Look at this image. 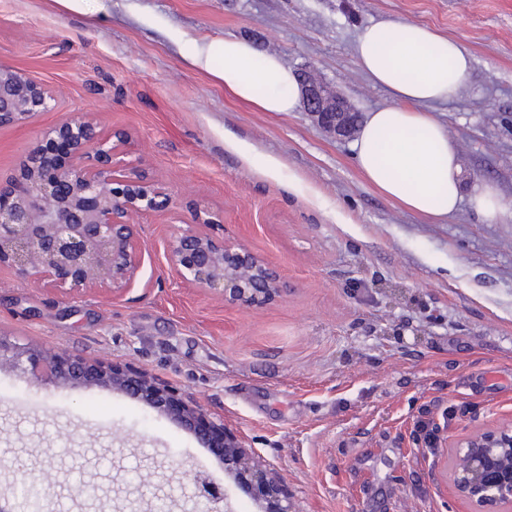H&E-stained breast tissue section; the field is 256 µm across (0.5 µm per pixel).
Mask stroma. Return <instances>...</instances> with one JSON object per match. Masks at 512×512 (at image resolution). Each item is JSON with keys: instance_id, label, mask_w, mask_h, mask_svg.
Wrapping results in <instances>:
<instances>
[{"instance_id": "obj_1", "label": "stroma", "mask_w": 512, "mask_h": 512, "mask_svg": "<svg viewBox=\"0 0 512 512\" xmlns=\"http://www.w3.org/2000/svg\"><path fill=\"white\" fill-rule=\"evenodd\" d=\"M406 20L459 39L467 86L429 112L456 139L464 185L512 203V0H0V63L46 89L48 111L0 126V182L43 132L88 113L121 159L165 186L137 216L139 270L120 294L71 298L0 266V333L75 358L129 366L200 402L277 474L292 512H472L452 484L457 443L512 425V219L462 206L440 224L370 186L352 143L304 110L260 112L190 68L194 41L238 37L311 65L363 113L389 104L360 70L365 27ZM279 162L275 173L262 162ZM223 216L209 234L269 263L284 290L259 306L181 282L167 259L193 207ZM428 416L437 448L415 423ZM73 452H65V444ZM107 491L57 512H112L125 485L164 463L179 507L188 472L232 478L169 416L113 389L46 390L0 370V449Z\"/></svg>"}]
</instances>
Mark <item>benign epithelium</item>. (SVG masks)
I'll use <instances>...</instances> for the list:
<instances>
[{
	"label": "benign epithelium",
	"mask_w": 512,
	"mask_h": 512,
	"mask_svg": "<svg viewBox=\"0 0 512 512\" xmlns=\"http://www.w3.org/2000/svg\"><path fill=\"white\" fill-rule=\"evenodd\" d=\"M304 111L328 135H355L361 113L312 66L298 72ZM51 96L20 72L0 64V125L21 123L45 109ZM165 189L125 169L116 145L101 138L86 112H73L43 133L40 144L7 184L0 183V265L20 277L49 284L71 296L109 283L118 293L139 268L134 217L157 209ZM168 258L180 279L224 299L255 305L281 294L277 272L244 246L186 229L174 235ZM29 373L47 387L60 384L107 387L141 399L176 420L211 448L223 449L225 470L249 481L261 512H291L281 481L254 462L224 424L201 404L133 369H120L30 348L0 336V368ZM457 455L468 467L453 470L456 491L476 512H502L512 505V426L462 441ZM40 509L66 478L42 472ZM208 512L229 504L228 490L205 470L190 479Z\"/></svg>",
	"instance_id": "1"
}]
</instances>
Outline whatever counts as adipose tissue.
Segmentation results:
<instances>
[{
  "instance_id": "obj_1",
  "label": "adipose tissue",
  "mask_w": 512,
  "mask_h": 512,
  "mask_svg": "<svg viewBox=\"0 0 512 512\" xmlns=\"http://www.w3.org/2000/svg\"><path fill=\"white\" fill-rule=\"evenodd\" d=\"M355 55L361 71L392 99L363 117L353 144L355 165L366 182L403 209L433 221L447 220L465 203L489 224L512 217V207L493 185L477 183L464 193L457 145L427 111L455 98L466 84L472 63L467 47L419 23L382 22L359 36ZM186 60L260 111L297 107L293 72L246 40L197 42Z\"/></svg>"
}]
</instances>
